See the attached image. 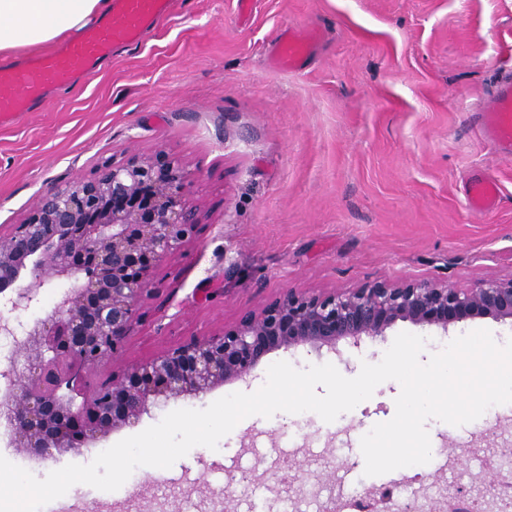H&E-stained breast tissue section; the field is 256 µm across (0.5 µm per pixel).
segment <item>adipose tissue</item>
Listing matches in <instances>:
<instances>
[{
  "mask_svg": "<svg viewBox=\"0 0 512 512\" xmlns=\"http://www.w3.org/2000/svg\"><path fill=\"white\" fill-rule=\"evenodd\" d=\"M106 0H0V60L58 42L102 14Z\"/></svg>",
  "mask_w": 512,
  "mask_h": 512,
  "instance_id": "adipose-tissue-1",
  "label": "adipose tissue"
}]
</instances>
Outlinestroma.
Instances as JSON below:
<instances>
[{
    "label": "stroma",
    "instance_id": "obj_1",
    "mask_svg": "<svg viewBox=\"0 0 512 512\" xmlns=\"http://www.w3.org/2000/svg\"><path fill=\"white\" fill-rule=\"evenodd\" d=\"M178 3L141 44L115 47L0 125L5 232L51 185L131 156H175L191 170L198 234L157 268L123 364L220 333L291 289L318 295L411 279L470 288L512 276V156L477 127L498 68L512 67V0H253L245 16L237 0ZM289 27L323 34L298 71L270 60ZM478 169L501 188L498 209L481 215L466 205V178ZM387 348L275 350L247 380L170 400L78 453L35 458L2 427L0 456L42 478L92 462L173 410L254 392L275 362L330 363L352 378ZM399 393L384 382L330 423L313 412L251 416L217 449L194 447L168 469L137 468L113 492L74 485L56 506L158 512L169 499L176 512H211L210 497L228 488L250 491L249 512H275L277 497L299 495L297 463L320 469L340 448L362 490L374 479L360 440L393 418ZM426 429L432 459L421 470L431 481L471 486L512 456V404L462 426L431 419Z\"/></svg>",
    "mask_w": 512,
    "mask_h": 512
}]
</instances>
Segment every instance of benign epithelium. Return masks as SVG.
I'll use <instances>...</instances> for the list:
<instances>
[{"mask_svg":"<svg viewBox=\"0 0 512 512\" xmlns=\"http://www.w3.org/2000/svg\"><path fill=\"white\" fill-rule=\"evenodd\" d=\"M191 177L179 159L133 157L47 189L23 223L0 232V336L12 337L0 357V422L14 447L43 459L79 451L172 398L245 380L272 350L383 341L399 322L433 336L470 319L512 320V277L467 289L415 279L311 296L288 291L219 334L116 373L111 367L139 323L156 269L197 233ZM55 282L67 288L50 316L26 326L11 321ZM511 479L500 472L482 479L479 496L490 512L504 508L497 486ZM366 496L376 512H469L475 502L438 481L411 506L373 490Z\"/></svg>","mask_w":512,"mask_h":512,"instance_id":"1","label":"benign epithelium"}]
</instances>
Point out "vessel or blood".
Wrapping results in <instances>:
<instances>
[{"mask_svg":"<svg viewBox=\"0 0 512 512\" xmlns=\"http://www.w3.org/2000/svg\"><path fill=\"white\" fill-rule=\"evenodd\" d=\"M174 0H112V9L97 25L84 29L59 51L35 55L21 64L0 69V122L8 123L20 112L31 111L48 92L66 87L108 58L114 45L138 44L141 37L173 12ZM318 32L296 28L283 30L277 40L274 61L291 70L300 69L319 41ZM481 128L493 146L512 155V72L496 83L491 103L481 115ZM498 182L486 171L468 178L470 211L496 210Z\"/></svg>","mask_w":512,"mask_h":512,"instance_id":"obj_1","label":"vessel or blood"}]
</instances>
